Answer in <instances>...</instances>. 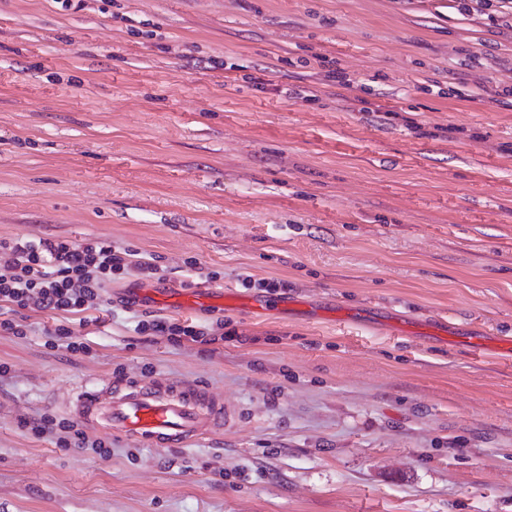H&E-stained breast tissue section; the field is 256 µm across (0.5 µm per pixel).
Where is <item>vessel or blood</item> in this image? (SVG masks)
<instances>
[{
  "mask_svg": "<svg viewBox=\"0 0 512 512\" xmlns=\"http://www.w3.org/2000/svg\"><path fill=\"white\" fill-rule=\"evenodd\" d=\"M72 415L89 428L171 448L231 426L233 410L200 388L140 381L80 389Z\"/></svg>",
  "mask_w": 512,
  "mask_h": 512,
  "instance_id": "b4317fda",
  "label": "vessel or blood"
}]
</instances>
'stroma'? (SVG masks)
<instances>
[{
	"instance_id": "stroma-1",
	"label": "stroma",
	"mask_w": 512,
	"mask_h": 512,
	"mask_svg": "<svg viewBox=\"0 0 512 512\" xmlns=\"http://www.w3.org/2000/svg\"><path fill=\"white\" fill-rule=\"evenodd\" d=\"M51 237L159 271L112 282L88 353L49 312L0 333V512H512L511 30L455 0H0V238ZM133 380L234 423L90 431L106 458L19 425ZM135 331L140 334H152L153 336H167V339L175 344H181L184 340L195 343L207 344L211 336L210 328L191 323L172 322L170 320L154 318L152 320L140 319L137 321ZM45 336L51 347H63L72 353H88V346L80 339L73 328L66 324H59L54 329H46Z\"/></svg>"
}]
</instances>
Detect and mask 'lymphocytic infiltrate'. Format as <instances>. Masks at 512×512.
<instances>
[{"instance_id":"obj_1","label":"lymphocytic infiltrate","mask_w":512,"mask_h":512,"mask_svg":"<svg viewBox=\"0 0 512 512\" xmlns=\"http://www.w3.org/2000/svg\"><path fill=\"white\" fill-rule=\"evenodd\" d=\"M0 250L12 256L10 275L0 277V331L26 336L30 313L51 312L62 316L64 322L46 330L49 345L74 353L87 352L88 347L78 339L75 327L67 325V318L74 315L79 326L89 325L85 312L102 298L113 274L133 269L149 277L158 271L153 257L116 248L106 239L81 243L51 238L0 239ZM135 329L140 334L167 337L176 344H203L209 334L208 327L161 318L138 320ZM26 426L33 436H54L63 448H89L102 456L108 453L103 442L89 439L84 430L66 419L44 416L27 421Z\"/></svg>"}]
</instances>
